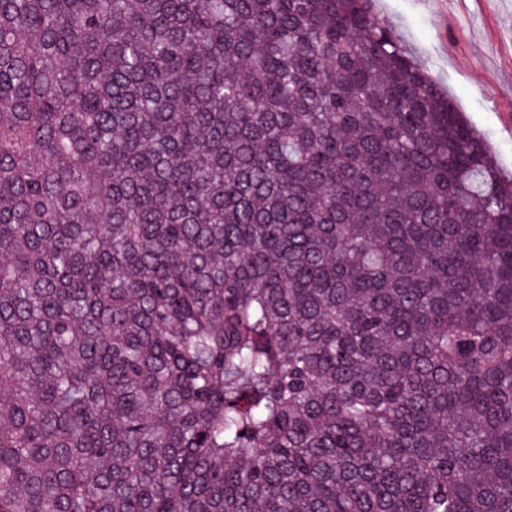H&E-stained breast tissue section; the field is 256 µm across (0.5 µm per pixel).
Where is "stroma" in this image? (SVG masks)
Returning a JSON list of instances; mask_svg holds the SVG:
<instances>
[{
  "instance_id": "1",
  "label": "stroma",
  "mask_w": 512,
  "mask_h": 512,
  "mask_svg": "<svg viewBox=\"0 0 512 512\" xmlns=\"http://www.w3.org/2000/svg\"><path fill=\"white\" fill-rule=\"evenodd\" d=\"M512 178V0H372Z\"/></svg>"
}]
</instances>
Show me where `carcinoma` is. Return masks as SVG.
I'll return each mask as SVG.
<instances>
[{
  "label": "carcinoma",
  "mask_w": 512,
  "mask_h": 512,
  "mask_svg": "<svg viewBox=\"0 0 512 512\" xmlns=\"http://www.w3.org/2000/svg\"><path fill=\"white\" fill-rule=\"evenodd\" d=\"M370 0H0V512H512V187Z\"/></svg>",
  "instance_id": "carcinoma-1"
}]
</instances>
